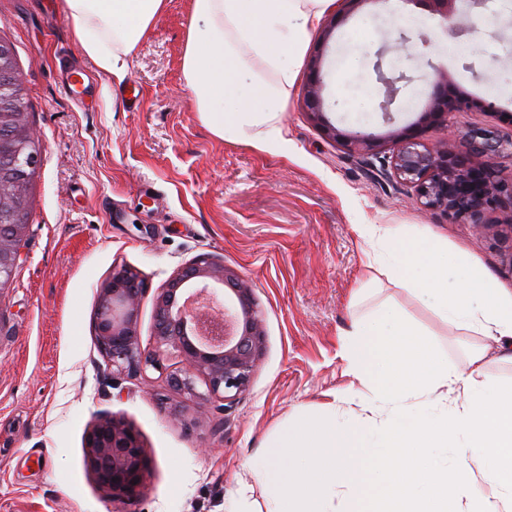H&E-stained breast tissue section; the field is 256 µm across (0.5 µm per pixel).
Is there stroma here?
<instances>
[{"mask_svg": "<svg viewBox=\"0 0 512 512\" xmlns=\"http://www.w3.org/2000/svg\"><path fill=\"white\" fill-rule=\"evenodd\" d=\"M59 3L0 0V39L13 47L40 145L21 257L0 288V512H117L85 461V435L106 417L132 426L143 444L149 470L136 512H264L266 446L288 423L332 411L362 425L373 393L347 373L339 351L352 317L384 306L451 365L465 366L472 349L487 346L482 381L512 383V362L492 339L448 323L419 292L377 273L379 248L359 228L438 238L449 257L512 291V271L490 237L378 177L370 158L322 134L303 100L310 62L322 55L327 118L355 131L357 114L370 115L381 154L391 155L385 137L419 119L433 65L445 67L455 94L512 88V0H485L483 25L457 36L458 53L445 52L437 22L395 49L383 0H364L327 43L325 20L314 22L281 115L285 142L273 152L215 136L196 112L182 72L192 0H166L117 87L81 53ZM380 52L425 93L390 124L372 70ZM70 67L92 78L84 102L63 92ZM497 103L495 112L453 113L449 126L426 130V142L453 149L474 129L512 134V98ZM201 255L251 283L264 342L246 391L200 404L154 369L114 373L97 346L94 314L113 267L137 269L149 286L139 341L155 350L157 290Z\"/></svg>", "mask_w": 512, "mask_h": 512, "instance_id": "obj_1", "label": "stroma"}]
</instances>
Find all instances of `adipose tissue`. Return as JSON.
Wrapping results in <instances>:
<instances>
[{
	"mask_svg": "<svg viewBox=\"0 0 512 512\" xmlns=\"http://www.w3.org/2000/svg\"><path fill=\"white\" fill-rule=\"evenodd\" d=\"M332 2L193 0L183 75L214 135L231 131L263 150L281 147L280 112L308 27ZM163 6L164 0H62L80 49L116 84ZM363 234L382 244L392 280L422 291L450 323L493 339L512 361V291L476 265L449 261L438 239L395 240L380 224L364 225ZM342 355L348 372L371 383L380 405L395 409L378 442L388 463L362 472V457L349 452L355 430L335 421L288 424L267 451L271 512H337L340 486L350 490L344 512H464L454 476L421 497L408 492L428 470L430 449L452 438L460 443V469L480 476L472 491L483 512H512V386L480 381L484 350L473 352L466 368L448 365L419 331L385 309L379 320H354ZM430 397L451 398L450 416L428 424L410 414L411 401Z\"/></svg>",
	"mask_w": 512,
	"mask_h": 512,
	"instance_id": "1",
	"label": "adipose tissue"
}]
</instances>
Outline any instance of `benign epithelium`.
I'll return each mask as SVG.
<instances>
[{
	"mask_svg": "<svg viewBox=\"0 0 512 512\" xmlns=\"http://www.w3.org/2000/svg\"><path fill=\"white\" fill-rule=\"evenodd\" d=\"M450 33L459 29L457 0H423ZM322 56L311 64L312 76L305 92V105L323 133L351 152L375 154L379 139L370 132L347 133L325 120ZM434 93L419 121L409 129L389 134L393 144L389 166L382 173L414 189L417 200L429 211H442L452 223L472 224L488 234L512 272V224H493L488 214L512 211V174L499 168L497 160L512 159V136L468 135L460 137L457 150L433 149L424 141L427 127L449 122L453 112L493 110L494 102L464 95L448 97V76L436 70ZM382 95L380 112L390 117L397 101L414 78L402 72L388 78L378 73ZM10 74L0 73V108L26 115L18 100L6 97ZM0 136V198L12 184L36 168L39 145L34 132L18 146ZM0 214V288L11 277L19 259L18 247L25 224L11 223ZM147 291L139 272L122 265L99 288L94 330L100 352L117 373L136 374L151 367L163 368L161 352L173 350L187 369L169 377L172 387L195 394L193 376L202 377L207 393L225 400L248 387L263 344V329L252 289L239 274L207 256L181 267L159 288L156 299L155 352L141 349L138 314ZM87 466L96 482L122 509L136 503L148 472L139 434L130 426L106 418L87 432Z\"/></svg>",
	"mask_w": 512,
	"mask_h": 512,
	"instance_id": "1",
	"label": "benign epithelium"
}]
</instances>
